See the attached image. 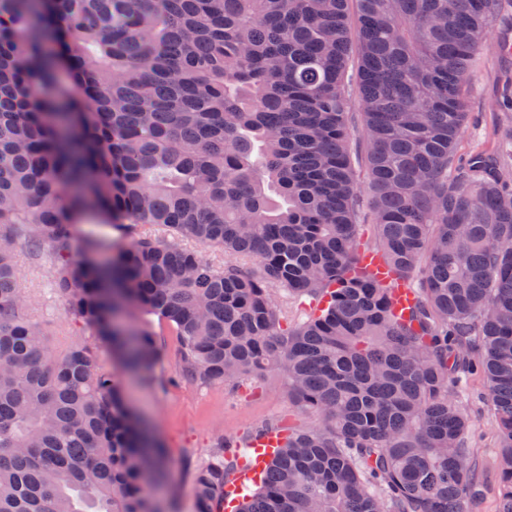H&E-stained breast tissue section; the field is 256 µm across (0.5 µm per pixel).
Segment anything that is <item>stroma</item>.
<instances>
[{
	"label": "stroma",
	"instance_id": "stroma-1",
	"mask_svg": "<svg viewBox=\"0 0 512 512\" xmlns=\"http://www.w3.org/2000/svg\"><path fill=\"white\" fill-rule=\"evenodd\" d=\"M512 25V6L491 24L484 51L486 59L471 87L467 128L459 144L466 154L479 146L493 145L499 129L512 126V110L500 106L501 91L512 79V65L503 64L498 49L502 32ZM20 286L30 299L28 317L47 333L48 342L63 349L87 335L70 322L64 300L54 286V260L50 251L29 252L18 248ZM161 359L154 381L121 374L123 391L148 422L167 451V482L154 489L163 512H196L193 475L211 457L219 435L241 436L267 423L306 428L315 415L288 398L281 373L242 381L239 388L201 384L183 378L175 337L162 339ZM459 401L473 418L471 446L484 484L481 498L471 502L470 512H497L499 506L500 443L497 422L488 400L486 383L473 375L463 378Z\"/></svg>",
	"mask_w": 512,
	"mask_h": 512
}]
</instances>
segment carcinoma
<instances>
[{
    "instance_id": "obj_1",
    "label": "carcinoma",
    "mask_w": 512,
    "mask_h": 512,
    "mask_svg": "<svg viewBox=\"0 0 512 512\" xmlns=\"http://www.w3.org/2000/svg\"><path fill=\"white\" fill-rule=\"evenodd\" d=\"M349 2L0 0V512H159L164 446L97 347L149 379L155 321L186 379L277 369L318 418L233 506L249 446L218 437L197 512H468L481 488L452 385L470 367L512 512V169L497 147L457 150L502 0H356L366 200ZM87 214L132 243L107 262L77 248ZM21 240L52 250L91 339L53 350L27 317ZM366 252L420 273L408 317ZM352 94H353V101H354V107L352 108V111H351V112H353L352 125L355 130V134L353 136V149H354L353 159H354V162L356 163V166H359L358 169L360 170L361 186L363 188H365L367 183H366L364 168H363V165L361 162V158H363L364 154L361 149L359 133H358L360 130V127H361V116L358 113V112H360V109L358 108V104H357L358 97H357V91H356L355 87H352Z\"/></svg>"
}]
</instances>
